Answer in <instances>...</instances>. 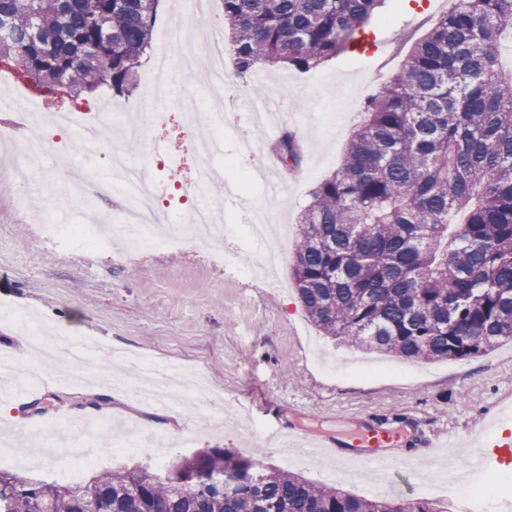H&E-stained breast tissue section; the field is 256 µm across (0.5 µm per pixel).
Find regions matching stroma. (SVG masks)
<instances>
[{"label": "stroma", "instance_id": "1", "mask_svg": "<svg viewBox=\"0 0 512 512\" xmlns=\"http://www.w3.org/2000/svg\"><path fill=\"white\" fill-rule=\"evenodd\" d=\"M447 7L448 0H386L362 28L382 42L378 54L348 51L306 72L278 65L260 66L247 79L227 72L226 118L221 135L214 136L213 162L236 160L249 177L224 198L221 251L185 240L134 250L116 240L64 252L37 242L33 216L55 219L66 209L76 222L89 224L95 210H75L66 199L43 209L40 201L51 193L47 175L33 177L35 192L24 216L0 190V308L36 313L52 334L51 344H102L130 356L121 365H100L103 373H120L117 388L86 382V366L74 363L65 382L29 387L25 399L0 397V407L10 410L0 416V427L8 430L0 471L75 484L145 461L161 470L172 457L203 448L246 456L260 448L267 464L333 486L337 479L326 459L290 464L274 434H346L369 416L400 433L393 455L413 458L434 440L448 442L449 455H464L476 428L512 429V343L475 358L434 363L356 350L323 336L309 321L290 275L298 217L310 190L342 160L367 96L399 70L432 16ZM256 85L282 102L280 126L267 128L261 138L240 108ZM167 111L166 124L147 136L163 137L180 176H194L198 159L185 150L182 114L173 102ZM286 130L297 134L303 161L288 176L287 195L274 199L256 173ZM249 205L266 208L283 226L282 288L244 271L261 255L241 229ZM37 339L21 324L0 319V347L12 351L18 378L43 373ZM142 356L198 375L211 388L209 403L175 415L138 402L132 389ZM211 408L242 409L247 423L208 421ZM132 423L159 433L161 447H122L114 428Z\"/></svg>", "mask_w": 512, "mask_h": 512}]
</instances>
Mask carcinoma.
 <instances>
[{
    "instance_id": "1",
    "label": "carcinoma",
    "mask_w": 512,
    "mask_h": 512,
    "mask_svg": "<svg viewBox=\"0 0 512 512\" xmlns=\"http://www.w3.org/2000/svg\"><path fill=\"white\" fill-rule=\"evenodd\" d=\"M237 75L308 71L349 49L382 0H223ZM368 96L345 154L298 220L292 279L309 320L349 347L404 360L512 342V75L499 76L512 0H448ZM159 0H0V60L72 102L133 93ZM108 30L110 40L103 39ZM275 150L289 171L301 148ZM229 448L102 473L88 484L0 473V512H435L374 501ZM224 479V489L213 481Z\"/></svg>"
}]
</instances>
